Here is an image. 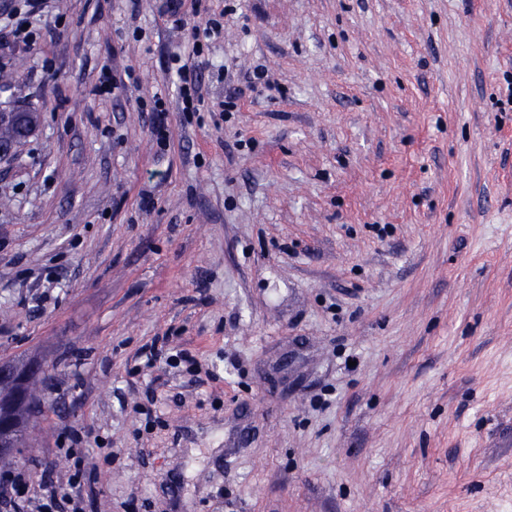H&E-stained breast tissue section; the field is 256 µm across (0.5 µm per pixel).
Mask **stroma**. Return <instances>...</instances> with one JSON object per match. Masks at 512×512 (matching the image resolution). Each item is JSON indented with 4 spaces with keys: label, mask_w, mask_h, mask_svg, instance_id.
Instances as JSON below:
<instances>
[{
    "label": "stroma",
    "mask_w": 512,
    "mask_h": 512,
    "mask_svg": "<svg viewBox=\"0 0 512 512\" xmlns=\"http://www.w3.org/2000/svg\"><path fill=\"white\" fill-rule=\"evenodd\" d=\"M163 3L0 28L40 116L0 160V357L51 368L20 466L79 436L86 512H512V0ZM162 336L195 365L144 368ZM179 75V95L184 105V112L195 110L194 102L198 101V79L194 71L186 68V65L177 67Z\"/></svg>",
    "instance_id": "stroma-1"
}]
</instances>
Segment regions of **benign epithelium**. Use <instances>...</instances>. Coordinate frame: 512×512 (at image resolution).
Wrapping results in <instances>:
<instances>
[{
	"label": "benign epithelium",
	"instance_id": "obj_1",
	"mask_svg": "<svg viewBox=\"0 0 512 512\" xmlns=\"http://www.w3.org/2000/svg\"><path fill=\"white\" fill-rule=\"evenodd\" d=\"M16 112L0 113V128L9 127L20 130V134L31 135L35 132V125L22 124L17 119ZM18 134V135H20ZM18 135L14 133L0 134V157L11 153L18 143ZM49 366L39 360L30 361L25 369H20L13 360L0 359V386L9 383L15 386L13 397L8 400L0 399V455L17 454L20 448L28 447L31 441L22 442L13 438V431L19 428L18 419L14 414V407L30 401V395L25 391V379L31 376L39 379L47 377Z\"/></svg>",
	"mask_w": 512,
	"mask_h": 512
}]
</instances>
